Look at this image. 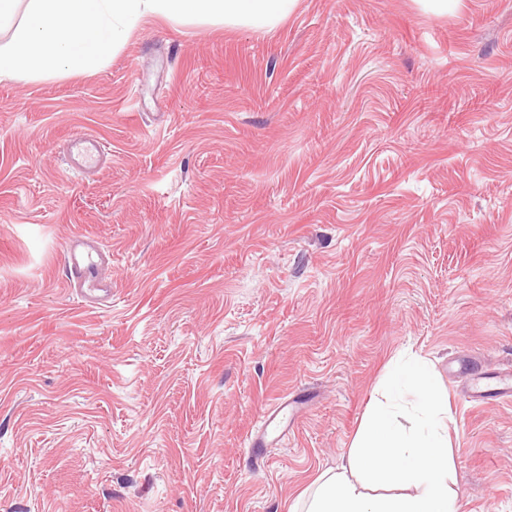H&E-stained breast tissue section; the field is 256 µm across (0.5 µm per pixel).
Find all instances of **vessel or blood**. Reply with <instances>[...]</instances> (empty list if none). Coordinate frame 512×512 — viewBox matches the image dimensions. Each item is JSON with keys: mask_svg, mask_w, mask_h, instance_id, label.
<instances>
[{"mask_svg": "<svg viewBox=\"0 0 512 512\" xmlns=\"http://www.w3.org/2000/svg\"><path fill=\"white\" fill-rule=\"evenodd\" d=\"M104 154L105 146L101 138L91 133L78 135L68 143V165L78 174L95 170ZM65 252L68 260V285L83 292L87 306H108L112 301V285L101 274L104 255L93 242L84 238L67 242ZM301 414L297 399L280 397L264 412L259 429L246 442L247 447H267L285 431L292 429Z\"/></svg>", "mask_w": 512, "mask_h": 512, "instance_id": "vessel-or-blood-1", "label": "vessel or blood"}]
</instances>
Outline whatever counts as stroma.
<instances>
[{
  "instance_id": "35a3bbf8",
  "label": "stroma",
  "mask_w": 512,
  "mask_h": 512,
  "mask_svg": "<svg viewBox=\"0 0 512 512\" xmlns=\"http://www.w3.org/2000/svg\"><path fill=\"white\" fill-rule=\"evenodd\" d=\"M83 133L111 149L87 178ZM82 234L103 309L67 285ZM404 352L448 395L463 512H512V403L464 399L469 366L512 374V0L151 18L97 69L0 82V512H291ZM105 145L91 133L80 134L69 140L67 157L69 168L78 175L95 170L104 157ZM300 404L303 402L295 398H289L288 394L280 397L262 415L259 429L252 434L245 443L246 448H266L270 443L281 437L285 431H289L295 425L302 414ZM291 417L288 419V412Z\"/></svg>"
}]
</instances>
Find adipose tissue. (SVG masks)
Wrapping results in <instances>:
<instances>
[{"mask_svg": "<svg viewBox=\"0 0 512 512\" xmlns=\"http://www.w3.org/2000/svg\"><path fill=\"white\" fill-rule=\"evenodd\" d=\"M345 471H325L302 491L297 512H459L448 478V399L429 364L409 354L385 373Z\"/></svg>", "mask_w": 512, "mask_h": 512, "instance_id": "1", "label": "adipose tissue"}]
</instances>
